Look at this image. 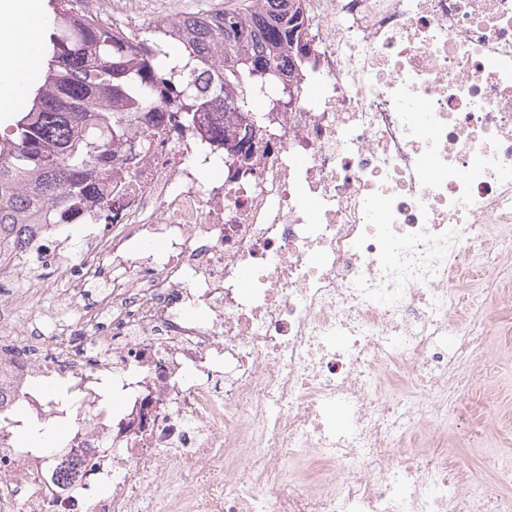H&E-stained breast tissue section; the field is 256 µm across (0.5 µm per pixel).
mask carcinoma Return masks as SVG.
<instances>
[{
    "label": "carcinoma",
    "instance_id": "cac0c4a2",
    "mask_svg": "<svg viewBox=\"0 0 512 512\" xmlns=\"http://www.w3.org/2000/svg\"><path fill=\"white\" fill-rule=\"evenodd\" d=\"M51 50L34 96L0 135V248L19 251L47 215L75 216L96 182L112 170V145L125 139L123 121L139 107L158 104V119L195 125L206 100L193 74L213 63L290 76L307 54L300 0H238L222 16L192 14L167 33L105 25L77 12L72 0H52ZM238 114L211 129L216 139L236 132L239 116L269 88L259 80L228 85Z\"/></svg>",
    "mask_w": 512,
    "mask_h": 512
}]
</instances>
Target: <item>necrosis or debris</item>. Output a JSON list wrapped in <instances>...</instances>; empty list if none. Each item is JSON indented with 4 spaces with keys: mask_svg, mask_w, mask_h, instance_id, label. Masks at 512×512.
Wrapping results in <instances>:
<instances>
[{
    "mask_svg": "<svg viewBox=\"0 0 512 512\" xmlns=\"http://www.w3.org/2000/svg\"><path fill=\"white\" fill-rule=\"evenodd\" d=\"M302 7L310 59L250 171L204 181L206 124L141 114L112 209L0 255V512H512V459L482 485L446 428L512 306V0ZM45 423L60 444L22 447Z\"/></svg>",
    "mask_w": 512,
    "mask_h": 512,
    "instance_id": "obj_1",
    "label": "necrosis or debris"
}]
</instances>
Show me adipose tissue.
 I'll return each mask as SVG.
<instances>
[{
	"mask_svg": "<svg viewBox=\"0 0 512 512\" xmlns=\"http://www.w3.org/2000/svg\"><path fill=\"white\" fill-rule=\"evenodd\" d=\"M40 0H0V112L18 109L42 58Z\"/></svg>",
	"mask_w": 512,
	"mask_h": 512,
	"instance_id": "obj_1",
	"label": "adipose tissue"
}]
</instances>
